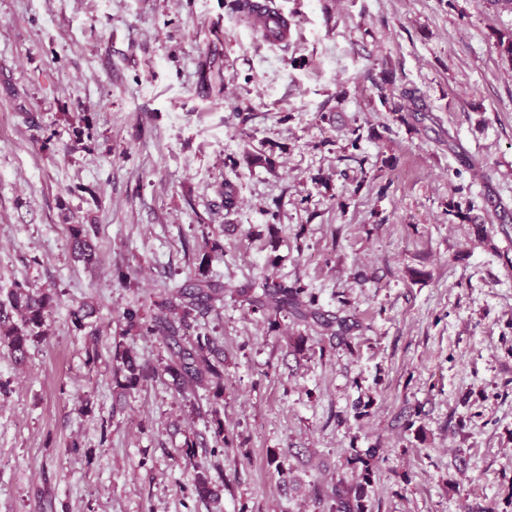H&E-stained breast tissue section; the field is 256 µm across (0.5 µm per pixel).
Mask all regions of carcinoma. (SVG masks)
I'll list each match as a JSON object with an SVG mask.
<instances>
[{"label":"carcinoma","mask_w":512,"mask_h":512,"mask_svg":"<svg viewBox=\"0 0 512 512\" xmlns=\"http://www.w3.org/2000/svg\"><path fill=\"white\" fill-rule=\"evenodd\" d=\"M93 233L91 224L71 226L76 258L88 266L97 262ZM222 256L224 246L219 241H205L198 273L174 286L172 292L155 304L156 311L151 316L147 317L133 308L121 315L123 335L145 333L163 340L168 356L162 373L167 375L176 392L186 397L203 389L212 395L211 413L220 439L224 438V423L217 404L224 398V358L213 336L199 333L193 338L187 337V327L216 311L217 305L224 303L226 295L246 303L254 311L270 316L289 315L298 322H314L326 330L336 326L341 331L348 327V318L330 317L321 312L313 296L301 285H288L266 277L261 283L251 282L228 289L208 279L207 266L212 259ZM54 302L52 293L36 296L23 284L15 285L5 297H0V346L8 348L14 361L24 362L30 347L45 339L46 319ZM114 359L117 362V375L124 378L121 383L124 389H133L155 376V372L128 347L116 346ZM377 454V449L370 448L363 455H355L352 462L354 467L360 469L362 481L355 485L342 481L336 483L330 495L332 512H367V487L376 468ZM195 492L204 500L214 497V485L208 471L197 473Z\"/></svg>","instance_id":"cac0c4a2"}]
</instances>
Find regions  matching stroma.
Returning a JSON list of instances; mask_svg holds the SVG:
<instances>
[{
	"instance_id": "stroma-1",
	"label": "stroma",
	"mask_w": 512,
	"mask_h": 512,
	"mask_svg": "<svg viewBox=\"0 0 512 512\" xmlns=\"http://www.w3.org/2000/svg\"><path fill=\"white\" fill-rule=\"evenodd\" d=\"M273 2L284 42L230 0H0V292L58 295L24 364L0 348V512H328L369 448L370 512H512V7ZM74 224L97 227L94 267ZM212 232V280L297 281L355 319L330 335L225 299L220 438L207 395L195 412L113 371L119 342L160 367L163 342L118 317L195 272Z\"/></svg>"
}]
</instances>
